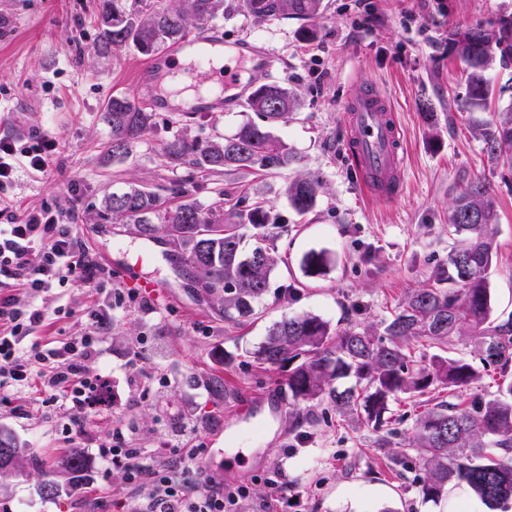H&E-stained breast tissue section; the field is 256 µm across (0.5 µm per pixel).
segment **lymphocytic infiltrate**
Here are the masks:
<instances>
[{"instance_id": "lymphocytic-infiltrate-1", "label": "lymphocytic infiltrate", "mask_w": 512, "mask_h": 512, "mask_svg": "<svg viewBox=\"0 0 512 512\" xmlns=\"http://www.w3.org/2000/svg\"><path fill=\"white\" fill-rule=\"evenodd\" d=\"M56 138L39 135L28 146L16 148L0 140V191L17 172V157L42 175H52L57 155ZM0 278L25 289L32 301L18 305L13 297L0 296V402H9L17 414L42 406L64 418L66 434H80L84 422L112 400L109 376L90 374L88 365L102 354L106 311L87 305L83 316L88 330L80 335L35 336V327L48 318L36 304L41 293L55 288L81 287L96 293L112 279V272L91 256L72 225L59 221L56 210L41 207L23 216L7 215L0 224ZM131 427L115 425L99 455L122 468L140 506L116 500L113 512H237L244 487L212 483L199 469L204 449L185 447L194 433L190 424L177 423L161 450L132 448L127 444ZM177 460V467L159 465V457Z\"/></svg>"}]
</instances>
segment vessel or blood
Segmentation results:
<instances>
[{
	"label": "vessel or blood",
	"mask_w": 512,
	"mask_h": 512,
	"mask_svg": "<svg viewBox=\"0 0 512 512\" xmlns=\"http://www.w3.org/2000/svg\"><path fill=\"white\" fill-rule=\"evenodd\" d=\"M152 60L154 67L149 71L136 65L135 89L146 87L158 73L191 76L201 70L207 72L210 82L236 89L231 99L210 100L199 94L180 104V111L192 114L233 112L250 98L252 88L241 77V61H250L262 71L274 66L273 57L257 41L244 38L232 49H225L223 33L215 26L204 27L194 38L167 47ZM344 121L350 131L348 157L367 189L379 197L395 194L404 181L405 167L398 149L399 128L387 97L367 81H356Z\"/></svg>",
	"instance_id": "b4317fda"
}]
</instances>
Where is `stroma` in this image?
Here are the masks:
<instances>
[{
    "label": "stroma",
    "mask_w": 512,
    "mask_h": 512,
    "mask_svg": "<svg viewBox=\"0 0 512 512\" xmlns=\"http://www.w3.org/2000/svg\"><path fill=\"white\" fill-rule=\"evenodd\" d=\"M323 4L313 20L259 25L240 7L215 20L226 40L260 41L273 56L272 71L250 74L253 85L280 82L298 101L275 130L293 148L296 162L258 178L237 171L201 173L168 164L162 156L174 135L203 143L232 134L249 115L244 107L205 117L156 113L154 127L130 155L113 158L105 105L115 96L132 97L129 73L141 54L130 47L106 56L98 52L99 0H0V139L22 147L31 136L48 134L59 142L53 175L19 169L13 184L0 192V209L53 207L111 269L113 288L126 293L121 303L110 291L92 298L76 288L39 297L53 314L36 330L45 338L84 332L78 312L89 302L111 309L103 353L89 372L111 375L112 409L89 419L84 435L71 438L48 409L37 407L19 418L11 405L0 403V425L41 456L79 448L89 460L78 491L55 498L41 495L42 477L35 468L0 473V503L13 512H98L97 500L131 497L122 470L108 469L97 456L98 444L128 418L137 426L130 446L157 448L181 417L195 426L189 444L205 449L201 467L212 482L226 481L225 428L239 427V447L255 449L239 478L249 489L239 512H259L274 481L287 482L288 493L271 512H487L460 488L450 490L441 504L422 502L420 466L410 463L404 477H396L374 435L328 403L311 407L300 424L288 405L262 412L256 417L264 428L258 438L242 417L246 397L284 390L283 369L258 365L251 357L269 328L300 313L319 315L335 327L351 321L381 327L447 260L453 244L450 204L475 180L492 187L499 213L497 263L490 273L495 313L512 314V177L503 178L472 129L473 121L491 122L499 105L512 102V65L497 63L490 71L499 104L477 114L448 107L450 97L466 88L463 65L448 54L449 30L512 16V0H368L374 20L367 27L356 25L353 0ZM305 28L313 31V40H303ZM361 78L387 96L402 130L405 180L388 199L362 187L346 152L341 111ZM307 172L319 174L324 188L315 208L302 215L290 207L284 188ZM175 183L185 184L205 209L223 192L261 198L286 227L270 287L255 315L241 324L225 322L216 300L188 279L182 251L166 238L151 241L139 235L134 222L106 224L100 218L105 193L141 185L163 195ZM312 250L326 251L331 263L326 274L307 278L300 264ZM135 262L158 285L147 310L128 296L122 269ZM291 285L298 290L292 299L285 293ZM135 354L138 375L128 366ZM143 375L152 380L146 398L138 394ZM216 378L222 389H213ZM447 397L437 389L392 404V451L402 450L419 414Z\"/></svg>",
    "instance_id": "obj_1"
}]
</instances>
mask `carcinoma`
<instances>
[{
	"instance_id": "cac0c4a2",
	"label": "carcinoma",
	"mask_w": 512,
	"mask_h": 512,
	"mask_svg": "<svg viewBox=\"0 0 512 512\" xmlns=\"http://www.w3.org/2000/svg\"><path fill=\"white\" fill-rule=\"evenodd\" d=\"M258 22L270 18L310 20L324 8L323 0H243ZM224 8V0H177L172 7L149 0H101L99 50L133 46L145 56L185 38L190 28L211 22ZM448 51L467 72L466 92L460 109L483 112L492 97L488 71L495 60H512V17H502L491 28L482 25L448 32ZM256 118L242 122L229 136L201 144L181 136L170 138L163 156L170 164L187 163L201 172L234 170L256 175L277 174L297 161L288 143L273 129L297 107L288 88L273 81L255 88L248 100ZM111 127L112 157L127 156L153 125V113L129 99L114 96L106 106ZM476 132L488 154L512 171V103L501 108L495 122L480 124ZM322 180L307 174L286 185L289 205L307 213L316 204ZM169 198L130 186L104 196L103 220L134 221L141 236L161 235L185 252L196 287L216 298L224 321L239 324L255 315V305L266 293L276 265L275 243L267 242L270 226L262 201L239 198L232 206L235 220L224 219L220 209H201L185 199L179 184ZM498 223L495 198L489 187L470 182L456 197L449 216L455 242L448 262L437 268L432 283L407 296L377 334L358 323L333 328L319 316L305 313L286 316L270 328L253 350L261 365L286 370L285 385L298 419L310 403L328 400L342 415L379 434V447H390L386 414L392 403L446 388L455 402H438L421 413L407 437L403 456H390L404 475L406 459L419 462L423 477L418 492L423 502L439 504L448 486L467 489L489 512L512 502V381L496 393L467 400L464 393L489 366L503 371L512 366V315L493 317L488 273L497 257L493 227ZM257 245L246 251V235ZM330 263L325 251H310L301 267L307 277L323 274ZM417 342L440 350L426 365L411 360L408 345ZM456 343L475 345L479 362L464 356H445ZM352 385L338 390L337 382ZM7 450L2 471H15L31 460L44 468L40 491L47 497L62 489L53 479L57 470L79 474L87 470L83 452L72 449L61 458L41 460L0 426V450Z\"/></svg>"
}]
</instances>
